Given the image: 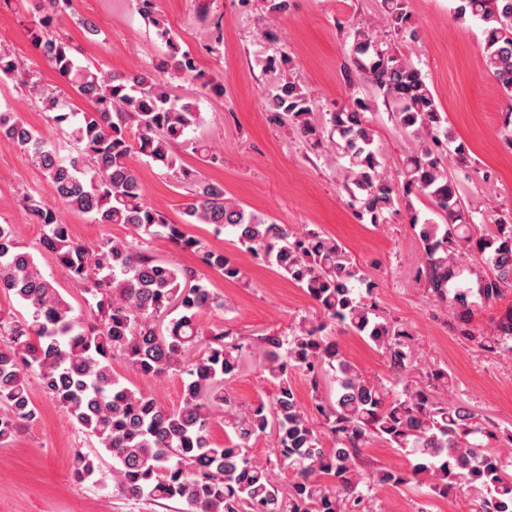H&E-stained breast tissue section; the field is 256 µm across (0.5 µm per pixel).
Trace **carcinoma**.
<instances>
[{
    "instance_id": "carcinoma-1",
    "label": "carcinoma",
    "mask_w": 512,
    "mask_h": 512,
    "mask_svg": "<svg viewBox=\"0 0 512 512\" xmlns=\"http://www.w3.org/2000/svg\"><path fill=\"white\" fill-rule=\"evenodd\" d=\"M30 2L38 13L29 28L31 41L89 108H75L64 90L38 84L17 57L0 53V79L29 87L75 153L61 158L52 142L8 109H0V139L31 155L54 196L69 209L97 224L130 225L137 236L94 244L76 240L56 208L25 198L42 229L39 249L93 299L84 315L42 274L13 226L0 224V291L12 294L24 309L20 316H0V444L39 420L29 389L34 374L42 391L112 455L114 487L133 499L183 501L187 512H366L373 491L415 481L432 496L472 492L482 512H512V465L495 446L502 435L511 442V432L493 430L468 408L437 398L436 386L448 379L441 370L430 372L428 384L406 383L401 393L387 398L385 387L366 379L327 336V327L336 324L366 337L400 378L414 366L413 337L382 319L375 304L356 291L358 284L370 291L374 283L345 249L319 229L298 232L270 222L227 198L222 184L199 179L181 164L177 145L212 162L216 157L203 139L189 137L202 123L197 105L171 94L159 79L161 73L195 78L197 65L154 10V0H139L140 8L166 51L154 70L127 76L81 59L58 32L55 21L71 0ZM384 6L390 26L415 38L406 0H384ZM456 12L483 23L485 70L512 99V0H459ZM344 75L349 84L364 77L393 107L396 127L418 142L406 157L402 188L384 175L365 117L369 99L356 97L319 120L310 95L284 76L267 99V110L315 147L327 134L338 136L337 146L352 164L341 190L358 204L357 217L367 215L379 224L400 198L412 194L432 204L442 223L419 225V275L468 338L475 299L498 298L512 286V216L485 225L477 239L470 235L458 190L441 169L448 130L423 74L406 56L357 29ZM134 154L179 173L190 185L181 222L146 202L130 164ZM189 224L231 231L241 248L304 289L322 318L316 324L303 318L287 336L262 335L250 343L231 329H204L201 313L224 308V301L194 269L162 261L149 243L165 240L194 251L228 280L237 281L242 273L223 252L187 234ZM473 249L486 255L491 271L475 290L458 283L465 270L460 259ZM484 347L512 354V310L499 318ZM258 353L276 391L270 402L243 411L224 382ZM117 356L147 376L181 375L182 404L168 409L129 388L112 368ZM296 371L310 382L311 408L297 398L291 379ZM330 371L336 387L324 394L322 382ZM218 415L229 429L225 446L211 436ZM267 435L275 461L257 464L249 457V444ZM373 440L410 449L417 463L406 470L366 471L363 451ZM275 466L291 472L287 486L275 481ZM96 472L89 456L75 455L77 479Z\"/></svg>"
}]
</instances>
